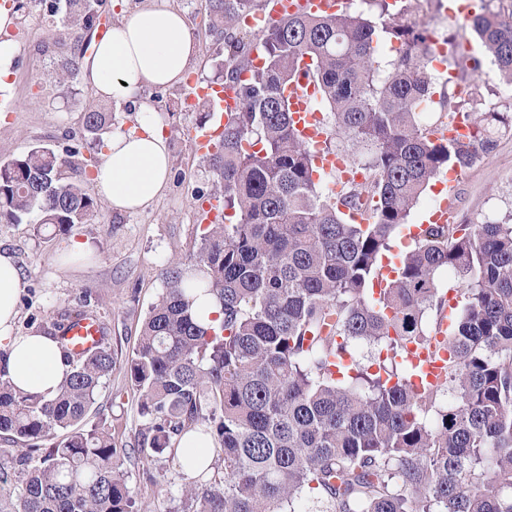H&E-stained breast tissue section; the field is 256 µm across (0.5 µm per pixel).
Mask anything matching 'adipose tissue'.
Listing matches in <instances>:
<instances>
[{"label":"adipose tissue","instance_id":"obj_1","mask_svg":"<svg viewBox=\"0 0 512 512\" xmlns=\"http://www.w3.org/2000/svg\"><path fill=\"white\" fill-rule=\"evenodd\" d=\"M196 54L183 14L154 0L95 41L83 78L98 96L128 99L145 87L178 85ZM136 122L137 130L107 137L92 177L98 194L118 212L144 209L162 195L168 179V144L153 107L141 104ZM22 286L19 269L0 255V372L18 389L49 399L69 368L56 341L15 332Z\"/></svg>","mask_w":512,"mask_h":512}]
</instances>
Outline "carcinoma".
Wrapping results in <instances>:
<instances>
[{
    "label": "carcinoma",
    "mask_w": 512,
    "mask_h": 512,
    "mask_svg": "<svg viewBox=\"0 0 512 512\" xmlns=\"http://www.w3.org/2000/svg\"><path fill=\"white\" fill-rule=\"evenodd\" d=\"M268 0H205L224 42V84L241 100L209 155L213 198L228 222L209 224L197 253L162 271L163 291L145 317L129 362L145 417L138 453L178 456L181 437L207 423L216 459L202 461L182 512H512V215L479 224H429L394 255L396 276L373 286L390 241L443 170H463L512 133V111L485 108L478 89L444 97L448 120L463 113L465 138L437 135L419 106L434 84L420 0H373V18L344 7L271 21L262 66L230 30ZM470 25L512 86V0H497ZM99 0H65L63 26L81 38ZM307 56L309 70L298 63ZM79 70L55 73L72 93ZM314 83L330 131L325 149L360 166L361 183L324 193V174L295 130L284 89ZM109 113H84V134L60 154L31 146L0 165V223L30 219L55 235L100 214L101 203L65 169L100 141ZM452 270L462 310L441 330L436 282ZM203 290L222 305L218 334L194 321ZM445 332L444 379L420 391L405 383L409 344ZM381 346L375 371L355 345ZM52 399L0 376V437L16 446L0 468V512H133L116 464L112 429L80 428L115 357L102 332L76 355ZM455 403L436 406L444 390ZM21 479L19 493L12 477Z\"/></svg>",
    "instance_id": "carcinoma-1"
}]
</instances>
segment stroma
Returning <instances> with one entry per match:
<instances>
[{"instance_id":"1","label":"stroma","mask_w":512,"mask_h":512,"mask_svg":"<svg viewBox=\"0 0 512 512\" xmlns=\"http://www.w3.org/2000/svg\"><path fill=\"white\" fill-rule=\"evenodd\" d=\"M186 18L197 46L189 72L218 82L224 70V51L210 32V17L203 0H168ZM424 21L429 36L445 39L452 49L449 61H468L481 55L465 18H446L437 0H426ZM62 19L46 14L44 6L31 8L9 30L16 52L6 96L16 103L11 112H0V163L40 143L59 150L70 137L83 133V116L96 106L112 115L110 131L134 127L136 114L124 101H101L84 80H76L69 97H62L53 75L69 46L55 43L52 31ZM185 84L148 88L144 100L156 110L155 118L168 140L170 179L164 193L135 213L103 207L92 223L76 226L65 236L37 230L35 225L0 224V254L12 257L23 277L15 331L42 333L43 325L58 313L90 307L107 328L116 365L98 390L96 402L84 424L106 422L112 429L117 461L128 485L145 512H182L185 491L191 480L181 463L167 457L144 459L138 455L144 419L139 394L127 374L143 320L163 289L162 270L196 252L201 228V206L212 200V176L205 157L192 145L204 108L185 111L177 104ZM453 185L452 218L473 223L486 217L512 214V137L503 136L496 148L455 179L440 175L413 207L409 221L423 223L431 200L445 185ZM83 243L88 256L64 263L74 242Z\"/></svg>"}]
</instances>
